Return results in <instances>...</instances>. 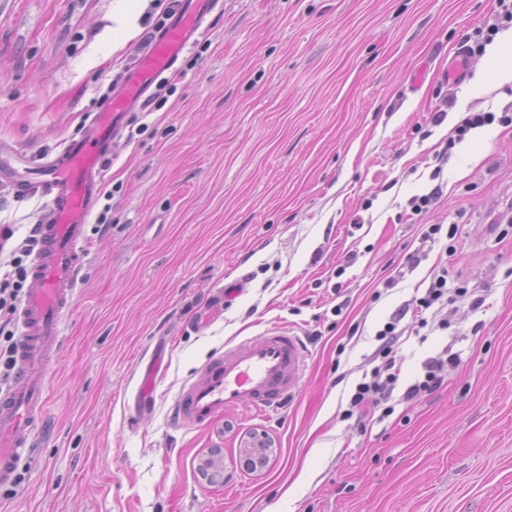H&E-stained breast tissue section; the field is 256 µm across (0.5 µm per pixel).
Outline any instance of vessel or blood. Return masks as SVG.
Segmentation results:
<instances>
[{
    "label": "vessel or blood",
    "instance_id": "1",
    "mask_svg": "<svg viewBox=\"0 0 512 512\" xmlns=\"http://www.w3.org/2000/svg\"><path fill=\"white\" fill-rule=\"evenodd\" d=\"M219 0H181L156 29L103 107L89 114L77 138L43 161L17 169L0 146V181L24 196L47 198L30 273L32 288L17 312L22 338L15 350L17 381L0 391V486L16 481L17 466L33 455L48 405V355L59 346L63 319L87 258V225L100 199L105 162L131 112L170 73L214 13ZM304 342L291 327L270 325L255 338L225 346L178 393V425L208 427L240 408L275 411L301 390Z\"/></svg>",
    "mask_w": 512,
    "mask_h": 512
}]
</instances>
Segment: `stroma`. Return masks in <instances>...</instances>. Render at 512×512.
<instances>
[{
    "mask_svg": "<svg viewBox=\"0 0 512 512\" xmlns=\"http://www.w3.org/2000/svg\"><path fill=\"white\" fill-rule=\"evenodd\" d=\"M496 8L221 0L174 92L133 113L113 146L49 415L0 512H512V225L499 220L512 127L472 130L437 160L468 113L512 105V82L444 75ZM151 10L0 0V143L36 160L77 137L138 52L128 23ZM436 186L412 215L409 198ZM47 210L0 182L8 248ZM428 224L457 234L423 241ZM443 271L448 302L417 328L404 307ZM390 321L404 357L393 412L347 417ZM272 324L298 328L309 351L291 404L175 427L183 383ZM432 357L446 360L442 385L403 401Z\"/></svg>",
    "mask_w": 512,
    "mask_h": 512,
    "instance_id": "35a3bbf8",
    "label": "stroma"
}]
</instances>
